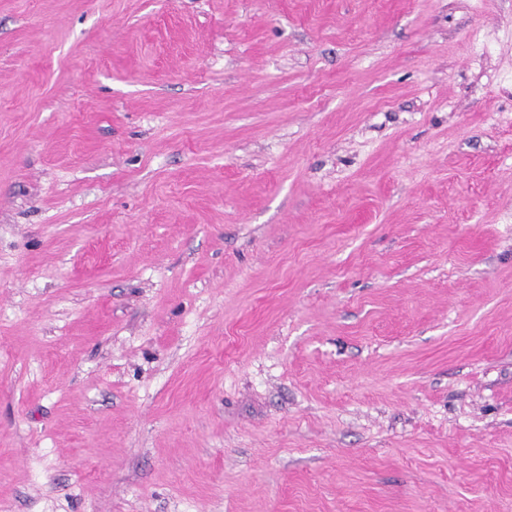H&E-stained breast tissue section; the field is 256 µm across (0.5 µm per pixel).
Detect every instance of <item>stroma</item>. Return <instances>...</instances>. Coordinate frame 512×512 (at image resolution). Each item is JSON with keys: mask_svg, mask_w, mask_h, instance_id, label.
Listing matches in <instances>:
<instances>
[{"mask_svg": "<svg viewBox=\"0 0 512 512\" xmlns=\"http://www.w3.org/2000/svg\"><path fill=\"white\" fill-rule=\"evenodd\" d=\"M0 512H512V0H0Z\"/></svg>", "mask_w": 512, "mask_h": 512, "instance_id": "1", "label": "stroma"}]
</instances>
